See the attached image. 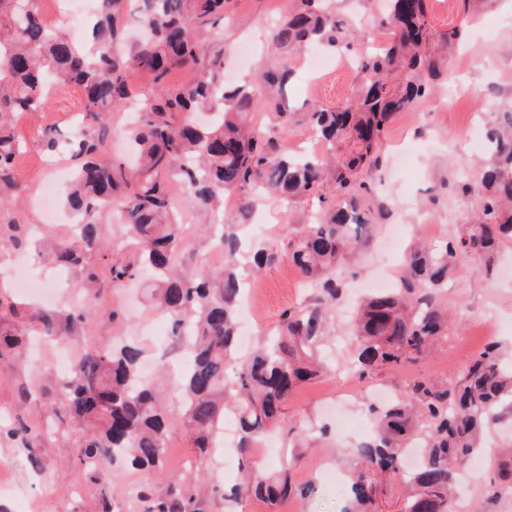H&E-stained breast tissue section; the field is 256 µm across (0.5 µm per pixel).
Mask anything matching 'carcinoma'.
I'll return each mask as SVG.
<instances>
[{
    "label": "carcinoma",
    "instance_id": "carcinoma-1",
    "mask_svg": "<svg viewBox=\"0 0 512 512\" xmlns=\"http://www.w3.org/2000/svg\"><path fill=\"white\" fill-rule=\"evenodd\" d=\"M38 0H0V213L16 207L20 188L11 174L22 144L13 123L20 115L49 107L46 79L83 90L84 131L60 142L78 160L66 202L82 215L71 243L58 249L55 262L82 270L83 302L67 311L33 310L9 302L11 318L0 319V359L17 350L24 337L78 336L103 288L118 289L142 272L152 276V297L169 317L173 336L193 330L186 348L187 365L171 381L200 463L211 459L224 418L237 423L240 484L224 490L229 510L244 498L271 506L315 492L308 480H296L294 450L278 468L265 470L254 448L270 431L283 428L284 410L294 389L324 372L320 359L327 319L344 286L343 257L362 250L371 224L366 214L323 210L316 222L297 229L286 249L313 295L303 306L286 310L278 329L247 355L237 346L238 309L244 293L237 258L245 218L255 200L276 194L308 196L323 183L336 196L364 189L362 173L378 164L382 133L391 116L424 102L433 93L429 79L440 72L441 59L429 52L426 0H388L382 23L395 38L367 50L360 59V84L353 103L314 106L296 118L281 101L291 71L259 70L267 85L265 98L249 84L224 87L223 54L212 50L226 0H143L137 23L142 37L125 47L121 20L131 0H99L93 42L81 46L46 24ZM362 33L336 18L329 0H294L277 23L273 41L291 51L320 44L339 51ZM177 69H192L196 78L175 83ZM150 74L140 119L130 136L138 163L129 167L107 156V122L112 109L129 97L128 74ZM263 109L283 131L299 121L327 146L324 158L283 152L277 141L250 125L249 115ZM488 157L481 173L484 191L472 222L452 239L436 245L417 242L405 254L400 286L364 300L353 327L349 365L360 377L396 371L429 355L448 336V312L441 292L448 272L461 260L486 271L498 247L512 241V115L487 136ZM188 193L195 213L214 225L224 246L219 273L187 269L172 274L178 254L187 249L179 233L171 195L172 182ZM240 204L224 214V194ZM120 199L127 236L125 252L108 257L98 216L112 198ZM28 225L11 217L0 225V247L21 246ZM281 249L261 245L253 254L256 270L276 262ZM105 261L103 280L88 256ZM143 347L135 341L103 343L83 352L58 386V403L80 430L79 461L95 482L104 460L125 461L152 470L166 459L169 413L159 406L155 386L143 379ZM234 379L226 380L228 368ZM373 421L369 439L342 452L348 478L342 512H377L381 485L396 483L404 493L403 512H457L455 488L463 464L481 452L485 431L512 417V367L503 346L487 343L453 380L418 378L381 407H368ZM503 490L512 488V450L492 462ZM134 512H203L198 486L181 479L163 493L144 485L136 492Z\"/></svg>",
    "mask_w": 512,
    "mask_h": 512
}]
</instances>
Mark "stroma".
<instances>
[{
  "label": "stroma",
  "instance_id": "obj_1",
  "mask_svg": "<svg viewBox=\"0 0 512 512\" xmlns=\"http://www.w3.org/2000/svg\"><path fill=\"white\" fill-rule=\"evenodd\" d=\"M291 6V0H227L219 41L226 83L253 80L254 69L262 62L288 64L293 72L285 98L292 111L352 101L360 77L344 70V63L356 61L366 42L381 43L391 36L390 30L379 25L382 13L376 0H336L341 15L364 27L366 41L340 55L327 52L328 64L320 71L311 69L307 53L289 60L272 40L274 24ZM427 8L437 41L458 25L464 9H472L473 18L449 46L432 97L392 115L382 137L379 164L364 176L370 191L361 206L369 210L374 231L362 252L343 261L351 293L337 302L331 319V330L337 336L330 354L334 361L343 356V336L355 296L382 272L393 274L399 268L407 244L393 242L391 224H405L408 237L439 243L468 223L480 204L479 164L486 148L483 139L473 137L472 130L488 131L501 113L512 112V0H472L468 5L462 0H427ZM81 101L79 89L57 88L50 95L48 111L23 116L16 124L25 144L13 162V175L23 189L18 214L22 223L39 225L40 236L33 251H0V286L10 285L12 273L23 264L29 265L33 274H41L42 255L67 240L65 225L35 209L32 195L35 178L51 181L62 169L72 168L69 156L46 149L44 135L52 132L61 140L70 137L72 124L80 119ZM322 198L346 209L351 206L349 199L337 197L325 184L310 199H258L253 220L268 222L269 227L252 231V243L285 245L288 232L312 221ZM254 279L259 322L250 334L256 338L275 328L284 310L300 306L310 288L286 259L256 273ZM445 297L453 316L448 330L451 341L427 358L375 379L354 378L355 393L341 408L336 405V387L329 377L296 388L286 407L287 418L308 429L310 446L302 451L295 477L313 479L316 492L307 499L283 501L274 509L263 501L248 499L240 504V512H340L346 488L334 482L340 470L336 454L352 448L358 424L368 419L366 406L373 401V391L382 390L392 397L421 376H457L486 343L481 325L492 319L500 322L497 339L512 355V243L503 247L500 264L493 271L476 269L469 260L459 265L448 279ZM103 304L104 311L95 315L85 335L47 341L42 360L31 356L0 360V512H94L102 493L112 499L115 512H129L138 487L146 484L164 492L182 464L196 459L197 451L177 413L179 397L163 384L156 396L172 417L168 427L171 448L161 468L143 471L127 467L118 481L107 469L100 482L93 484L80 469L79 448L73 437L44 436L56 406L55 347L67 343L79 352L85 346L110 341L113 326L107 307L120 306L129 313L126 333L142 344L146 357H157L170 345V321L156 315L150 304L148 276H141L125 291L110 292ZM21 422L31 428L24 442L8 434ZM490 477L488 467H480L474 483L463 488V499L472 501L477 512H512V491L493 492Z\"/></svg>",
  "mask_w": 512,
  "mask_h": 512
}]
</instances>
